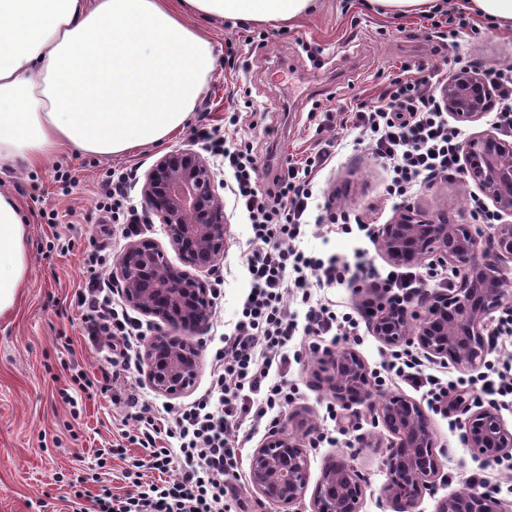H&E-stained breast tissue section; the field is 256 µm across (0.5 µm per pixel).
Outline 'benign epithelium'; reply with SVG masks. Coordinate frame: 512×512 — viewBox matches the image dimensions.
Here are the masks:
<instances>
[{"label": "benign epithelium", "instance_id": "7a95c632", "mask_svg": "<svg viewBox=\"0 0 512 512\" xmlns=\"http://www.w3.org/2000/svg\"><path fill=\"white\" fill-rule=\"evenodd\" d=\"M440 102L456 122L480 120L495 106L494 91L480 67L473 65L448 76ZM467 160L465 181L473 182L498 211L512 216V144L494 134L473 135L462 144ZM143 207L163 224L182 267L168 279L155 271L167 265L163 250L151 240L128 244L113 263L114 277L123 285L125 303L159 319L165 330L151 337L140 358L153 391L177 396L190 388L200 366V346L191 337L209 325L213 298L192 271L209 270L223 256L227 217L217 192L216 173L209 160L193 149L161 156L146 173ZM378 238L394 264H415L435 258L459 269L457 285L425 295V312L390 303L379 305L372 331L389 346L416 344L443 363L468 369L487 353L486 319L503 304V284L512 278V224L497 225L480 241L466 224H450L443 216H428L405 208L379 228ZM323 363L333 375L330 389L345 407L366 404L373 423L382 427L388 481L380 499L394 512H417L424 495H432L440 474L431 421L423 407L403 396L378 404L371 400L369 371L353 351L327 353ZM462 438L485 459L512 449V430L499 409L490 403L461 409ZM310 458L300 440L277 426L255 449L249 465L253 488L267 502L285 512L305 497ZM366 485L352 459L331 462L322 471L312 499V512H361ZM502 501L480 491L457 493L437 502L436 512H503Z\"/></svg>", "mask_w": 512, "mask_h": 512}]
</instances>
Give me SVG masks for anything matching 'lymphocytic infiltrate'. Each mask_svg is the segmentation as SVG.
Wrapping results in <instances>:
<instances>
[{
	"instance_id": "obj_1",
	"label": "lymphocytic infiltrate",
	"mask_w": 512,
	"mask_h": 512,
	"mask_svg": "<svg viewBox=\"0 0 512 512\" xmlns=\"http://www.w3.org/2000/svg\"><path fill=\"white\" fill-rule=\"evenodd\" d=\"M434 74L415 79H393L371 104L357 108L349 120L359 140L368 142L388 166L390 196L405 198L423 184L462 173V132L448 122L434 89ZM204 146L231 171L234 206L245 214L252 231L246 254L251 276L250 296L224 344L212 358L211 388L187 404L155 409L127 395L135 424L123 430L119 441L94 452V490H75L71 512H244L237 485V459L249 441L253 426L275 419L294 402L297 390L286 380L272 379V368L288 366V343L296 332L309 339L317 353L325 339L357 344L363 324L372 319L367 309L343 308L335 301L314 297L310 287L334 288L355 274L375 282L387 301L413 307L433 288L448 287L441 266L393 267L380 274L374 267L354 272L336 257L320 258L300 248L306 233L305 214L313 197L314 178L325 168L329 147L303 161L285 163L271 181H263L253 145L232 143L213 132L201 131ZM137 178L127 168L107 181L101 192L106 221L97 236L135 235L142 216L130 203ZM305 306V325H298L292 301ZM79 320L87 336L98 340L105 352L100 378L73 366L59 395L72 419H79L78 399L109 386L124 392L137 371V350L146 341L147 326L121 301V290L91 278L77 293ZM512 340V306L505 307L489 337L501 358L481 376L453 378L429 367L425 356L413 351H390L374 385L404 384L422 391L431 409L446 412L449 395L475 402L512 406V357L504 355ZM137 455H128V447ZM122 461L113 470V461ZM116 473L124 493H116L108 480Z\"/></svg>"
}]
</instances>
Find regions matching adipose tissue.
<instances>
[{
    "label": "adipose tissue",
    "instance_id": "1",
    "mask_svg": "<svg viewBox=\"0 0 512 512\" xmlns=\"http://www.w3.org/2000/svg\"><path fill=\"white\" fill-rule=\"evenodd\" d=\"M315 0H0V171L68 151L109 158L184 128L218 54L187 12L289 23ZM29 219L0 190V314L27 270Z\"/></svg>",
    "mask_w": 512,
    "mask_h": 512
}]
</instances>
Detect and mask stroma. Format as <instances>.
<instances>
[{
  "mask_svg": "<svg viewBox=\"0 0 512 512\" xmlns=\"http://www.w3.org/2000/svg\"><path fill=\"white\" fill-rule=\"evenodd\" d=\"M469 21V29L442 43L431 38L428 15L386 18L365 0H317L314 12L290 24L200 18L196 24L214 42L218 63L186 127L166 144L138 146L109 159L64 151L39 170L0 175V187L12 192L31 217L26 279L14 307L0 315V512H68L71 484L94 466V450L116 436L123 418L107 391L87 400L79 422H72L58 394L72 364L92 375L101 366L94 343L81 333L75 306L76 290L92 275L82 258L99 221V184L128 166L147 172L173 149H201L198 131L210 126L231 141H253L269 178L286 158H300L325 141L337 140L332 160L315 178L318 196L311 215L345 212L378 228L411 206L429 215L447 213L454 224L471 223L467 197L475 192L474 184L438 180L408 199L391 197L384 163L368 147L355 145L353 133L342 125L344 113L376 97L385 83L399 76L402 62L451 72L469 64L488 72L512 66V28L474 14ZM59 170L74 182L70 194H62L54 181ZM220 195L228 221L220 260L224 292L208 328L194 338L202 346L200 370L180 397L184 403L209 387L215 340L229 331L248 288L243 257L250 226L234 210L229 189H221ZM57 233L69 239L68 253L54 248ZM304 245L353 264L362 259L382 271L389 267L378 243L322 225L311 226ZM289 349L299 354L287 374L298 396L282 424L293 436H302L301 426L308 423L336 438L334 445L310 449L311 481H318L330 461L353 458L368 483L362 512H392L377 503L387 481L384 451L360 443L375 431L369 412L363 408L352 419H325V406L335 396L314 376L319 355L306 350L300 335ZM461 417L457 408L447 416L431 417L443 451V478L436 497L424 498L418 512H435L438 499L467 489L475 474L512 483V474L494 471L492 462L466 447L461 429L454 426Z\"/></svg>",
  "mask_w": 512,
  "mask_h": 512,
  "instance_id": "1",
  "label": "stroma"
}]
</instances>
